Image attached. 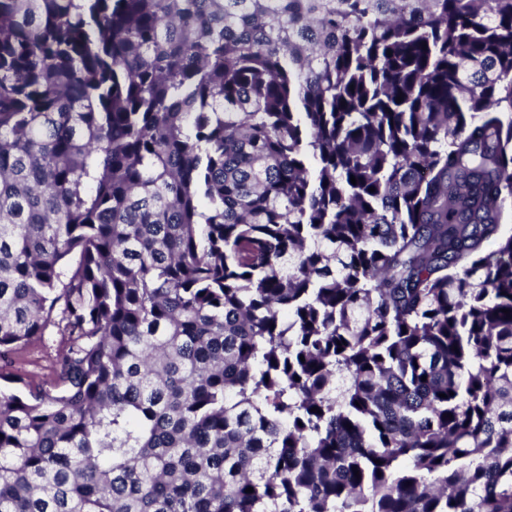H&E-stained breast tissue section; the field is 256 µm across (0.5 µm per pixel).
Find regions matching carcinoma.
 Segmentation results:
<instances>
[{
    "label": "carcinoma",
    "instance_id": "cac0c4a2",
    "mask_svg": "<svg viewBox=\"0 0 512 512\" xmlns=\"http://www.w3.org/2000/svg\"><path fill=\"white\" fill-rule=\"evenodd\" d=\"M511 202L512 0H0V512H512ZM48 352L40 345L21 348L8 359L0 360V366H5L8 370V365L12 362V365L22 367L32 378L48 381L51 378Z\"/></svg>",
    "mask_w": 512,
    "mask_h": 512
}]
</instances>
